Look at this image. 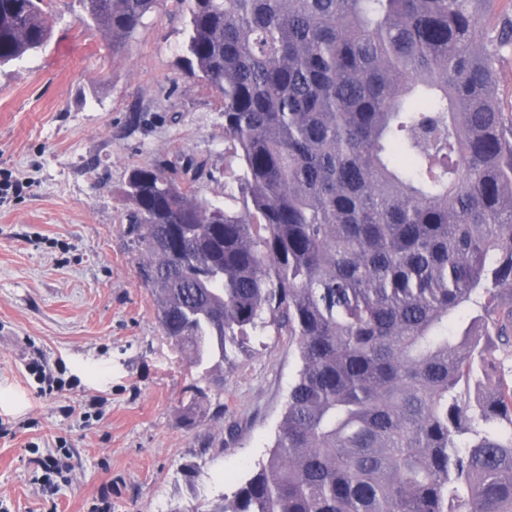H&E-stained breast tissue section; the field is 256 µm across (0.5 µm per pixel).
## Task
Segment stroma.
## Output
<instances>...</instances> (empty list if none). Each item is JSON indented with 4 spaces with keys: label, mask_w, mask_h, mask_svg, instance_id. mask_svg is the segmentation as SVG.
<instances>
[{
    "label": "stroma",
    "mask_w": 512,
    "mask_h": 512,
    "mask_svg": "<svg viewBox=\"0 0 512 512\" xmlns=\"http://www.w3.org/2000/svg\"><path fill=\"white\" fill-rule=\"evenodd\" d=\"M46 6L48 46L0 67V512H191L264 456L297 352L264 337L192 403L120 191L132 167L169 160L202 164L196 195L223 199L221 99L184 62L171 0L119 56L78 0ZM37 355L61 397L37 396Z\"/></svg>",
    "instance_id": "35a3bbf8"
}]
</instances>
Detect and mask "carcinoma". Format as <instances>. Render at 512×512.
<instances>
[{
    "mask_svg": "<svg viewBox=\"0 0 512 512\" xmlns=\"http://www.w3.org/2000/svg\"><path fill=\"white\" fill-rule=\"evenodd\" d=\"M119 53L160 0H79ZM223 103L224 203L199 169L122 188L138 275L198 379L260 336L298 370L274 439L197 512H512V16L495 0H177ZM0 0V66L51 39ZM498 103L505 113H512V48L505 50L498 64Z\"/></svg>",
    "mask_w": 512,
    "mask_h": 512,
    "instance_id": "obj_1",
    "label": "carcinoma"
}]
</instances>
